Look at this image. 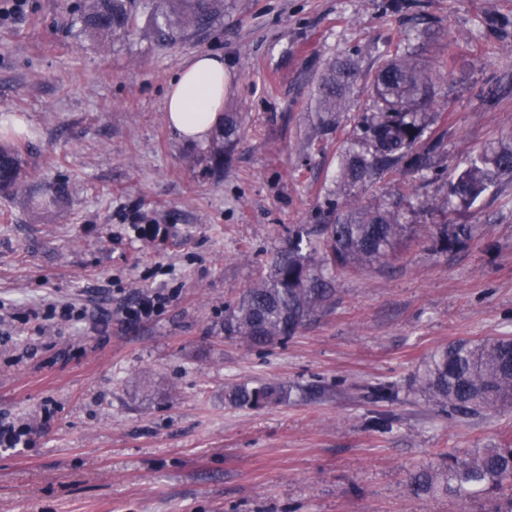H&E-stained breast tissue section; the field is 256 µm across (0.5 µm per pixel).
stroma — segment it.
<instances>
[{"label":"stroma","mask_w":512,"mask_h":512,"mask_svg":"<svg viewBox=\"0 0 512 512\" xmlns=\"http://www.w3.org/2000/svg\"><path fill=\"white\" fill-rule=\"evenodd\" d=\"M226 0L211 25L176 42L151 38L138 13L128 38L80 35L81 0H27L0 24V120L23 125L28 177L0 192V415L38 424L33 447L0 450V512H485L477 495L415 497L411 472L446 449L512 443V411L449 418L412 387L439 348L512 336V180L454 224L482 233L454 253L433 239L335 276V304L287 342L253 348L224 335V309L288 241L336 206V175L387 48L454 59L435 87L422 142L428 178L406 165L356 187L434 228L429 204L485 145L512 139V0ZM220 55L224 111L239 127L187 143L165 122L182 64ZM360 72L349 111L319 127L310 110L326 64ZM48 183L61 206L36 207ZM136 224L166 239L135 238ZM162 290L153 319L86 323L32 318L51 304L98 316ZM307 388L261 410L229 404L244 381ZM395 384L375 401L371 387Z\"/></svg>","instance_id":"1"}]
</instances>
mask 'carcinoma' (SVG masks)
I'll return each instance as SVG.
<instances>
[{
    "label": "carcinoma",
    "mask_w": 512,
    "mask_h": 512,
    "mask_svg": "<svg viewBox=\"0 0 512 512\" xmlns=\"http://www.w3.org/2000/svg\"><path fill=\"white\" fill-rule=\"evenodd\" d=\"M138 0H82L76 21L92 37H128L136 31ZM224 11V0H169L168 9L155 21V35L174 41L190 28L210 25ZM443 70L399 47L387 52L373 78V94L381 103L377 112L360 122L366 142L351 146L340 167L336 223L319 225L314 233L304 228L288 231V243L240 298L228 308L224 332L253 347H266L292 338L314 315L334 303L331 275L372 265L387 258L397 239L413 230L388 207L359 203L352 189L394 169L401 163L414 171L430 169L437 143L420 149L425 110L434 102L435 86ZM357 76L350 59L332 60L318 79L314 111L321 124L349 108L347 90ZM512 175V142L484 146L455 178L463 188L429 204L443 216L454 206L473 204ZM26 178L21 148L0 149V188L13 190ZM478 224H444L435 241L444 253L477 237ZM413 385L431 403L448 410V417L473 418L512 409V336L472 341L462 339L436 351L418 372ZM292 387L277 382L245 381L231 388L226 399L233 405L262 409L294 399ZM442 462L410 477L415 496L444 494L457 497L481 492L493 502L492 512H512V447L479 448L457 455L441 454Z\"/></svg>",
    "instance_id": "obj_1"
}]
</instances>
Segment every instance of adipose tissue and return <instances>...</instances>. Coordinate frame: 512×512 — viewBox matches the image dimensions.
<instances>
[{"label":"adipose tissue","instance_id":"1","mask_svg":"<svg viewBox=\"0 0 512 512\" xmlns=\"http://www.w3.org/2000/svg\"><path fill=\"white\" fill-rule=\"evenodd\" d=\"M226 72L222 57L199 53L172 79L166 94L165 118L186 141H206L224 108Z\"/></svg>","mask_w":512,"mask_h":512}]
</instances>
